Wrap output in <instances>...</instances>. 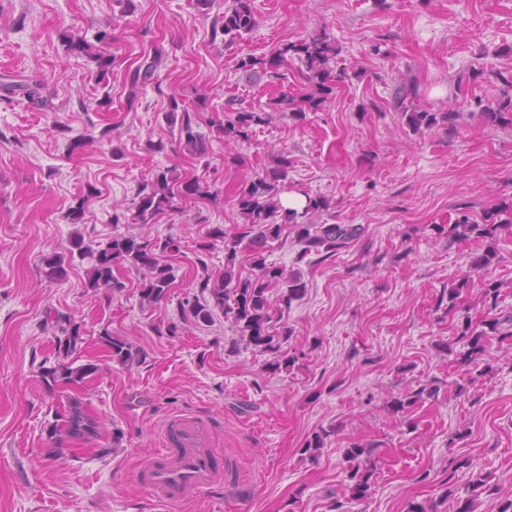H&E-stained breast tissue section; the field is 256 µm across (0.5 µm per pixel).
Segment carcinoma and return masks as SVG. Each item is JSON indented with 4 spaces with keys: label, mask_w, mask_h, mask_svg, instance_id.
Masks as SVG:
<instances>
[{
    "label": "carcinoma",
    "mask_w": 512,
    "mask_h": 512,
    "mask_svg": "<svg viewBox=\"0 0 512 512\" xmlns=\"http://www.w3.org/2000/svg\"><path fill=\"white\" fill-rule=\"evenodd\" d=\"M255 25L251 0H233V4L224 11L221 25L225 44L235 43ZM338 53L335 41L323 33L282 43L269 57H242L237 69L249 78L265 77L274 83L285 78L282 68L297 62V70L311 87V92L299 97L282 96L275 100L274 105L279 111H289L302 119L306 116L305 109L313 112L321 109L335 94L336 87L345 84L349 79L347 68L336 66ZM157 62L158 57L155 56L151 61H144L127 70L125 82L130 93H136L152 79ZM497 76L502 81L503 88L500 89L495 103L485 105L481 112L484 121L491 125L501 124L505 120V114H512V74L499 72ZM0 89L8 93L20 91L27 99L36 101L40 99L41 84L36 81L3 83ZM410 95L411 92L405 86H396L392 106L402 112L406 117V125L413 132L424 133L455 126L457 112L452 109L446 112L420 110L408 102ZM236 105L237 100L234 98L225 102V109L232 112L233 117L224 123V135L246 139L252 126L268 120V113L242 111ZM195 112L196 107L185 103L176 95L170 96L168 116L171 123H180L181 132L186 135L187 142L196 147L203 145V140L193 131ZM286 176V169L279 164L256 176L241 190L238 206L246 215L248 224L232 234L219 226L212 230V237L220 238L224 242V274L214 281L207 278L203 282L202 288L208 292L209 299L203 302L197 299L191 303L185 302L189 306L191 317L198 323L211 322L213 310L216 308L223 311L224 319L239 328L240 341L260 352L274 355V360L269 363L273 370L291 367L295 357L288 356V351L283 349V344L288 342V334L278 335L273 330L274 307L270 291L280 285V282H285L286 290L279 298V304L287 307L301 297L306 285L300 274L287 276L283 268L267 263V249L271 243L280 240L288 228L294 233L298 244L302 245V257L313 251H324L331 256L360 234V228L353 224H310L302 221L309 213L326 209L327 203L320 197L308 196L300 211L283 206L278 198V183ZM174 183L176 178L166 170L158 173L153 180L140 184L136 194L138 202L135 214L140 223H149L170 207ZM505 226L512 227V198L500 200L484 213L480 222L472 220L468 213L463 212L454 223L446 227L437 224L435 228L440 232L448 231L450 237L473 235L492 240ZM71 245L78 251L80 258L88 260L90 264L87 287L94 290L105 289L112 293L122 291L125 285L114 278L113 265L124 262L142 273L140 296L143 300L156 304L167 297L174 281L173 267L162 260V254L169 250H178V245L173 240L162 243L149 239L139 241L133 236L120 234L113 236L105 246L95 248L76 235ZM242 245L251 251L252 273L245 277L238 266V253ZM469 281L468 275L458 279L448 288V299H439L441 303L447 302L446 312H459V299L464 289L469 286ZM44 323L52 325L60 332L56 337V349L63 356V361L44 375L48 388L52 389L59 384H77L98 371V367L92 363L76 364V353L81 345L79 323L58 311L46 313ZM500 335V322L496 319L485 320L479 324H474L469 319L463 321L461 338L464 339L467 350L461 353L460 362L466 366L476 364L477 356L484 350L485 340L490 336ZM103 336L111 349L113 360L124 366L138 360L139 350L133 348L132 343L113 337L107 330L103 331ZM425 394L431 397L434 391L422 387L393 400L394 412L404 411L420 401ZM87 416L86 404L77 397H71L63 411L55 414L51 430L78 438L82 436L80 426ZM366 453L367 447L363 445L353 446L345 452V460L349 463L347 478L351 482L352 494L357 498L364 497L370 488L372 470L360 463V458Z\"/></svg>",
    "instance_id": "cac0c4a2"
}]
</instances>
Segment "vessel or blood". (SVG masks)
<instances>
[{
	"instance_id": "obj_1",
	"label": "vessel or blood",
	"mask_w": 512,
	"mask_h": 512,
	"mask_svg": "<svg viewBox=\"0 0 512 512\" xmlns=\"http://www.w3.org/2000/svg\"><path fill=\"white\" fill-rule=\"evenodd\" d=\"M136 474L153 497L166 504L181 502L193 490L213 489L228 478L216 464L207 425L191 416L165 423L161 448L138 463Z\"/></svg>"
}]
</instances>
